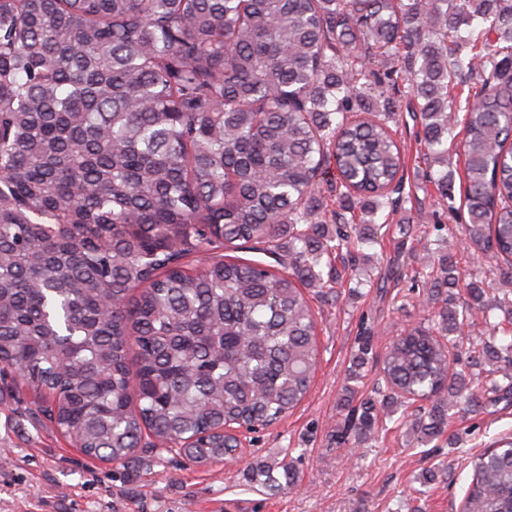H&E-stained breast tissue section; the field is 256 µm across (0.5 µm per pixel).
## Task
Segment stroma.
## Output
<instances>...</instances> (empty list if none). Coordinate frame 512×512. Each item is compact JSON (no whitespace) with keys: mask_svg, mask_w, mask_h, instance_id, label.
Masks as SVG:
<instances>
[{"mask_svg":"<svg viewBox=\"0 0 512 512\" xmlns=\"http://www.w3.org/2000/svg\"><path fill=\"white\" fill-rule=\"evenodd\" d=\"M418 126L397 125L406 152L407 202L391 213L381 243L370 249L371 281L338 300L311 294L317 317L319 355L310 390L288 417L246 436L236 462L203 466L177 456L158 460L142 453L140 466L100 462L47 426L28 397L15 393V376L0 374V512H457L469 478L466 460L501 434L512 432V405L459 416L455 440L439 438L419 447L395 428L361 445H337L340 408L358 336L372 329L375 352L360 370L358 392L367 395L381 374L382 355L401 331L420 322L415 271L422 261L458 251L464 232V157L448 151L455 173L452 207L426 189L427 166L418 154ZM442 223L448 233H424ZM413 232L402 239L398 228ZM404 300L394 309V300ZM295 459L293 489L270 492L250 482L251 467L282 457ZM436 478L423 479L426 470Z\"/></svg>","mask_w":512,"mask_h":512,"instance_id":"1","label":"stroma"}]
</instances>
